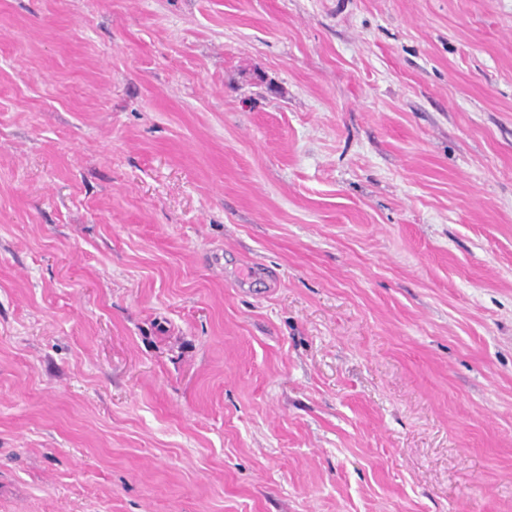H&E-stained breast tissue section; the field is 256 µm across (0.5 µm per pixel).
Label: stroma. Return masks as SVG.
Wrapping results in <instances>:
<instances>
[{
	"label": "stroma",
	"mask_w": 512,
	"mask_h": 512,
	"mask_svg": "<svg viewBox=\"0 0 512 512\" xmlns=\"http://www.w3.org/2000/svg\"><path fill=\"white\" fill-rule=\"evenodd\" d=\"M0 512H512V0H0Z\"/></svg>",
	"instance_id": "1"
}]
</instances>
